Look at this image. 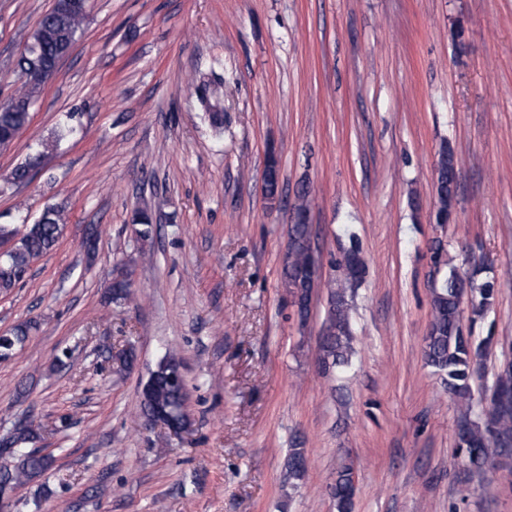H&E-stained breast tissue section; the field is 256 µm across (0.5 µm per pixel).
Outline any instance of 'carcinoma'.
Returning a JSON list of instances; mask_svg holds the SVG:
<instances>
[{
	"instance_id": "carcinoma-1",
	"label": "carcinoma",
	"mask_w": 512,
	"mask_h": 512,
	"mask_svg": "<svg viewBox=\"0 0 512 512\" xmlns=\"http://www.w3.org/2000/svg\"><path fill=\"white\" fill-rule=\"evenodd\" d=\"M79 8L62 10L59 5L45 13L39 20L32 37L40 45L41 68H52L57 59L64 56L76 42L86 13V0H77ZM19 69L28 78V87L21 96L31 98L41 85L38 67L32 65L29 55L22 53ZM29 123L26 112L12 111L9 101H0V145L8 146L17 132ZM458 168L453 148L443 145L437 166L438 210L451 213L458 186ZM309 208V189L303 184L296 192L295 223L289 228L288 251L283 267L284 287L291 299H299L298 314L308 315V299L312 289L321 285L320 276L313 270L309 257L311 228L305 223L304 214ZM153 215L141 210L136 212L132 224L137 226L139 237L147 239L153 231ZM62 210L46 209L40 219L20 229L14 224H0V241L12 243L6 259L0 262V289L8 291L27 274L31 263L49 252L58 242L63 230ZM366 273L360 264L358 275L343 272L337 287L330 289V311L326 332L321 338L318 363L321 368L346 367L351 361V305L347 291ZM482 267L475 265L464 274L451 271L448 278L433 291L431 320L425 338L426 364L442 376L448 396L456 403L459 415L457 427L463 429V444L458 451L464 454L471 470L480 472L490 457V451L504 458H512V366L495 374L488 388L489 409L479 415L473 410V384L478 371L484 368L483 343L472 341L462 323L461 304L464 296H471L472 313L482 318L492 308L496 298L495 283L481 280ZM111 301L120 304L132 299L127 271L118 267L110 285ZM30 326L18 327L14 335L0 343V352L14 354L22 348ZM172 371L159 362L147 378L148 393L141 397V416L145 422L153 420L157 413L166 415L174 427L184 425L187 419V392L185 384L171 381ZM50 468L47 458L37 449H25L12 469L0 470V493L12 495L18 488ZM308 473L306 451L293 448L285 462V483L295 488ZM353 465L342 462L336 468L330 486V495L336 512H354L355 497L350 477Z\"/></svg>"
}]
</instances>
